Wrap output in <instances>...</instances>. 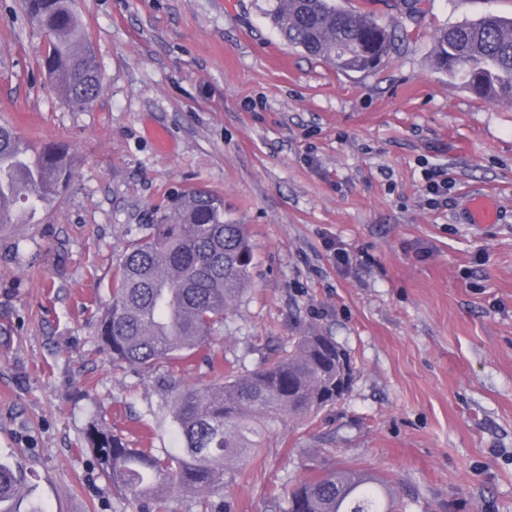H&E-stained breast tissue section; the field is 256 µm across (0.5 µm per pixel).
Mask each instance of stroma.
<instances>
[{"instance_id": "35a3bbf8", "label": "stroma", "mask_w": 512, "mask_h": 512, "mask_svg": "<svg viewBox=\"0 0 512 512\" xmlns=\"http://www.w3.org/2000/svg\"><path fill=\"white\" fill-rule=\"evenodd\" d=\"M336 3L405 40L343 72L284 43L263 0H75L102 73L77 111L19 0H0V125L66 145L73 165L51 209L0 238V452L46 512H194L188 493L147 504L112 486L89 427L172 447L167 370L205 380L213 354L251 369L311 330L348 350L353 387L268 430L232 512H283L281 492L341 464L391 480L407 512H512V102H480L431 64L437 29L512 18V0H422L414 17L401 0ZM439 167L448 197L432 206ZM198 186L245 225L251 287L196 355L114 368L99 310L127 231ZM482 192L498 223H467ZM442 169L433 168L426 176V192L431 205H438L448 195V177Z\"/></svg>"}]
</instances>
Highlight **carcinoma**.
Returning <instances> with one entry per match:
<instances>
[{
    "label": "carcinoma",
    "mask_w": 512,
    "mask_h": 512,
    "mask_svg": "<svg viewBox=\"0 0 512 512\" xmlns=\"http://www.w3.org/2000/svg\"><path fill=\"white\" fill-rule=\"evenodd\" d=\"M22 2L33 28L49 35L44 68L55 90L69 107L84 109L99 94L100 70L73 0ZM264 2L262 12L284 42L343 70H370L395 49V28L341 10L335 0ZM434 67L480 100L512 99V19L488 14L439 30ZM71 170L67 147L29 143L0 125V230L47 209ZM253 262L250 238L226 217L224 196L195 187L172 198L156 223L139 226L127 242L107 285L100 340L109 362L151 371L202 347L224 328ZM207 365L209 382L162 377L173 392L174 448H130L119 436L89 428V449L104 478L135 499L191 493L210 512L211 498L258 459L271 425L336 404L353 381L348 352L319 333L295 337L253 370L218 355ZM26 496L27 476L0 455V512ZM394 504L389 480L344 466L300 481L288 491L284 512H394Z\"/></svg>",
    "instance_id": "1"
}]
</instances>
